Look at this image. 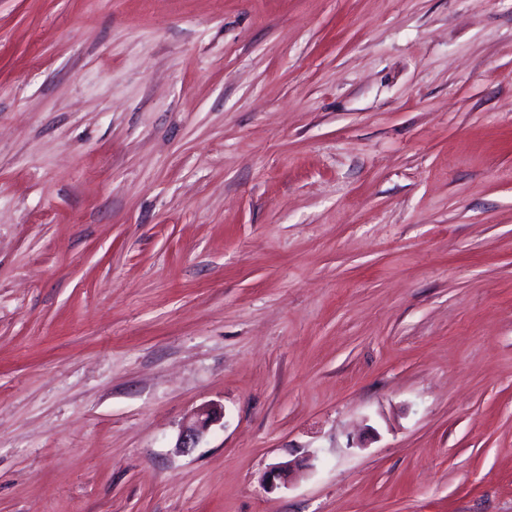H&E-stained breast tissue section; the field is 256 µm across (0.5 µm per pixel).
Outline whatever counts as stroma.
Listing matches in <instances>:
<instances>
[{
	"instance_id": "35a3bbf8",
	"label": "stroma",
	"mask_w": 512,
	"mask_h": 512,
	"mask_svg": "<svg viewBox=\"0 0 512 512\" xmlns=\"http://www.w3.org/2000/svg\"><path fill=\"white\" fill-rule=\"evenodd\" d=\"M0 512H512V0H0ZM216 412L210 407H201L194 411L183 424L177 443L182 451L196 448L203 436L216 421Z\"/></svg>"
}]
</instances>
